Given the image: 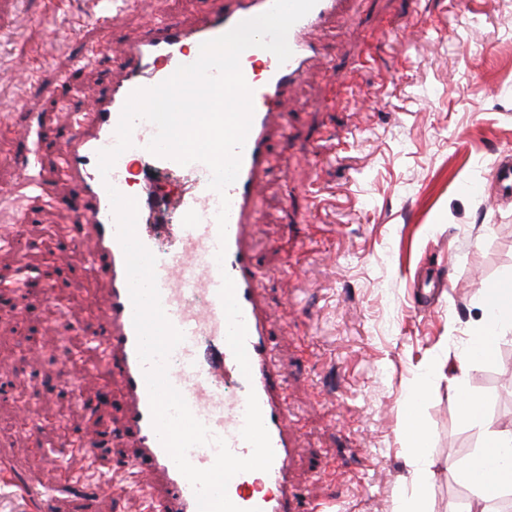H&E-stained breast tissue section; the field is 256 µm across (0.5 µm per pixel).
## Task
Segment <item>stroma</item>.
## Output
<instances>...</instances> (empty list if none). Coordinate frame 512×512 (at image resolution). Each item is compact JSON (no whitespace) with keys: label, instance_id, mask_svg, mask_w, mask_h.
<instances>
[{"label":"stroma","instance_id":"stroma-1","mask_svg":"<svg viewBox=\"0 0 512 512\" xmlns=\"http://www.w3.org/2000/svg\"><path fill=\"white\" fill-rule=\"evenodd\" d=\"M211 0H139L112 25L78 28L84 0L52 26L48 0H0V187L17 182L16 155L52 176L73 113L120 71L86 56L88 42L127 43L146 24L191 23ZM315 38L326 48L288 95L287 140L274 141L253 231L262 298L272 312L290 423L294 482L340 512H397L410 491L402 432L411 391L423 394L431 436L429 512H452L465 486L448 460L468 461L485 431L512 419V337L459 376L457 358L483 314L479 290L512 279V193L490 173L512 154V0H347ZM37 68L18 82L21 61ZM26 128L27 142L9 132ZM131 183L149 180L156 221L182 179L127 154ZM482 183L473 195L464 187ZM55 206H0V456L54 496L52 512H144L136 492L101 498L72 490L65 470L85 467L69 440L119 427L121 384L88 345L103 283L76 244L74 191L53 183ZM60 272L37 280L38 271ZM66 344L94 372L89 406L63 383L78 364L44 347L60 321ZM468 392L485 423L458 413Z\"/></svg>","mask_w":512,"mask_h":512}]
</instances>
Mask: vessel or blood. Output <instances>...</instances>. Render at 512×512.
<instances>
[{
	"instance_id": "1",
	"label": "vessel or blood",
	"mask_w": 512,
	"mask_h": 512,
	"mask_svg": "<svg viewBox=\"0 0 512 512\" xmlns=\"http://www.w3.org/2000/svg\"><path fill=\"white\" fill-rule=\"evenodd\" d=\"M273 0H212L210 9L193 24L167 21L148 28L141 39L112 48L91 46V54L108 55L122 76L74 116L66 142L62 173L82 200L78 215L79 236L91 237L88 262L105 286L101 315L89 324L90 342L99 350L109 372L119 376L124 408L123 437L132 453L126 476H135L150 496L154 512H198L194 489L162 446L151 420L144 367L137 355V335L122 246L108 187L132 194L137 201L136 232L156 257L155 276L161 305L170 322L184 335L172 352L168 379L187 402L192 414L213 435L226 440L240 457L249 456L250 445L240 431L249 393H256L275 457L269 471L243 472L228 485V496L242 512H305L291 482L294 446L289 434L288 409L277 391L278 373L267 335V311L259 295V274L253 261L254 206L260 195L268 164V143L282 133L280 124L289 91L302 77L308 63L320 53L313 32L342 10L344 0H317L313 9L290 29L292 51L286 63L271 52L252 47L240 57V67L252 91L253 118L241 152L237 180L219 193L209 186L211 173L200 162L187 165L165 157H151L158 170L181 176L186 188L172 202L173 224L157 228L149 223L151 189H130L124 159H117L109 175L98 168V153L117 144L116 128L128 96L136 89L156 86L179 66L192 64L185 48L217 38L240 22L267 11ZM19 185L0 191V201L15 197L18 189L44 192L40 176L32 174L28 160L18 165ZM229 200L226 235H219L216 214L222 200ZM225 248L224 262L215 259ZM235 283L247 329L246 350L250 375H243L226 342L227 321L218 292L223 275ZM0 478L16 485L40 505L53 495L30 487L10 464L0 465Z\"/></svg>"
}]
</instances>
